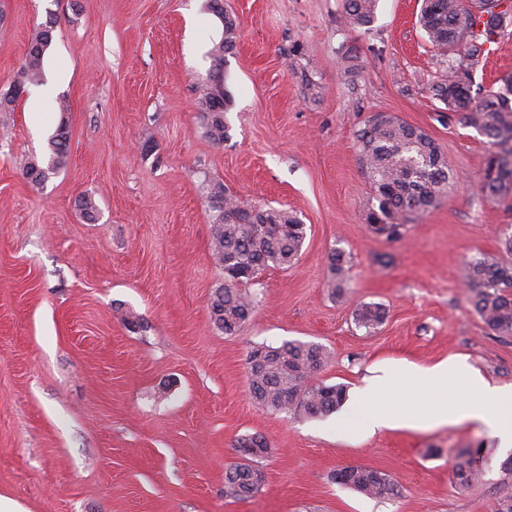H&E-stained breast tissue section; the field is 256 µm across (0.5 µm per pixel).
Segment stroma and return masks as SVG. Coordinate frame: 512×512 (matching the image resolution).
<instances>
[{
	"label": "stroma",
	"mask_w": 512,
	"mask_h": 512,
	"mask_svg": "<svg viewBox=\"0 0 512 512\" xmlns=\"http://www.w3.org/2000/svg\"><path fill=\"white\" fill-rule=\"evenodd\" d=\"M240 37L226 56L228 137L203 134L197 89L223 25L205 0H0V93L39 24L54 21L43 59L52 101L28 87L0 112V496L22 512H495L512 498L505 453L483 427L362 436L335 417H284L248 392L247 359L285 341L323 346L319 378L354 389L391 360L464 357L512 385V336L469 303L465 263L499 250L512 198L477 193L489 146L449 118L430 85L443 71L416 24L419 0H378L370 32L346 26L343 0H224ZM357 49L358 87L339 71ZM512 72V33L474 75L488 89ZM69 103L67 165L40 186ZM394 114L441 144L458 174L447 197L395 241L364 219L372 203L355 134ZM242 203L293 211L298 262L249 285L259 303L238 334L216 330L214 212L207 187ZM99 207L84 219L82 196ZM350 268L332 294V253ZM364 303L384 323L356 326ZM139 317L129 331L123 314ZM269 443L261 489L224 495L240 438ZM482 446L483 477L456 485L449 459ZM389 474L400 494L374 499L335 479L348 465Z\"/></svg>",
	"instance_id": "obj_1"
}]
</instances>
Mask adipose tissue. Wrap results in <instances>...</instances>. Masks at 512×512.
Returning <instances> with one entry per match:
<instances>
[{"label": "adipose tissue", "instance_id": "ef3b65f1", "mask_svg": "<svg viewBox=\"0 0 512 512\" xmlns=\"http://www.w3.org/2000/svg\"><path fill=\"white\" fill-rule=\"evenodd\" d=\"M454 399H447V392ZM424 395L431 408L416 407L413 399ZM344 415L360 414L362 433L435 430L465 423L486 426L500 447H512V385H497L458 356L426 366L400 361L365 378Z\"/></svg>", "mask_w": 512, "mask_h": 512}]
</instances>
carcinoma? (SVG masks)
<instances>
[{"label": "carcinoma", "instance_id": "1", "mask_svg": "<svg viewBox=\"0 0 512 512\" xmlns=\"http://www.w3.org/2000/svg\"><path fill=\"white\" fill-rule=\"evenodd\" d=\"M378 0H344L346 25L372 30ZM208 9L224 20V35L210 50L211 69L199 82V108L206 137L215 144L228 136L225 112L230 97L224 86L225 55L239 38L235 17L224 10L223 0H212ZM420 29L441 61L444 78L431 84L432 97L455 114L463 127L480 132L490 145L486 169L478 190L497 199L512 195V74L498 80L480 97H473V75L489 45L512 28V0H422L418 15ZM54 22L49 20L33 34L26 59L16 81L37 85L43 78V57L51 44ZM358 56L345 51L340 56L343 73L357 85ZM61 105V117L50 141L46 164L31 159L24 166L29 183L43 184L63 168L69 158L70 130ZM361 169L378 205L368 209L367 223L388 239H397L412 216L435 206L448 194L457 173L448 165L439 144L423 129L392 115L370 116L356 134ZM211 208L218 212L213 225L211 251L214 262L224 270V284L210 297L209 311L214 327L227 336L237 334L255 311L256 297L246 288L269 268L286 269L298 260L304 244L302 222L290 211L267 204L244 205L221 184L208 187ZM328 288L337 294L350 280L343 255L333 254ZM463 282L475 312L493 332L512 335V265L493 254H482L467 262ZM384 307L377 303L360 306L358 326L374 329L383 324ZM324 348L312 342L286 341L278 346L255 348L248 358L249 395L263 408L286 416L318 418L337 412L346 399L339 385L315 383L312 378L328 363ZM264 437L250 435L238 441L241 462L224 474V495L246 499L258 492L257 469L247 448H266ZM452 474L458 485L467 487L481 479L467 451L454 456ZM341 484L368 497L389 499L398 485L388 475L364 466H346L335 473Z\"/></svg>", "mask_w": 512, "mask_h": 512}]
</instances>
